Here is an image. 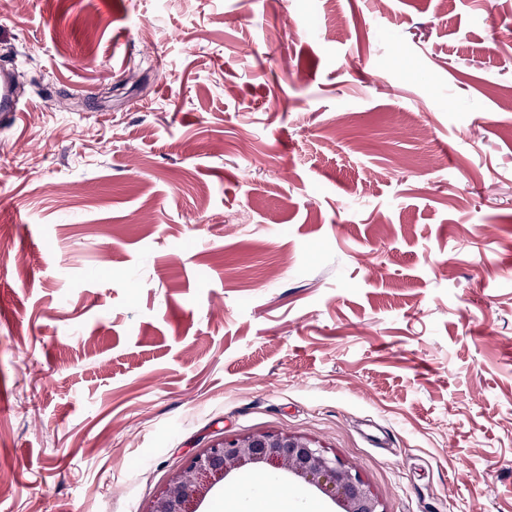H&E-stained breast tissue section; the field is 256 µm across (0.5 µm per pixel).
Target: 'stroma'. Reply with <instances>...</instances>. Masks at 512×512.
I'll return each mask as SVG.
<instances>
[{
    "instance_id": "stroma-1",
    "label": "stroma",
    "mask_w": 512,
    "mask_h": 512,
    "mask_svg": "<svg viewBox=\"0 0 512 512\" xmlns=\"http://www.w3.org/2000/svg\"><path fill=\"white\" fill-rule=\"evenodd\" d=\"M1 61L0 512L264 431L512 512V0H0ZM23 103L15 93L12 72L7 64L0 66V125H10L17 112H23Z\"/></svg>"
}]
</instances>
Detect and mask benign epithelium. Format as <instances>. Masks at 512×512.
<instances>
[{
    "label": "benign epithelium",
    "instance_id": "1",
    "mask_svg": "<svg viewBox=\"0 0 512 512\" xmlns=\"http://www.w3.org/2000/svg\"><path fill=\"white\" fill-rule=\"evenodd\" d=\"M246 469L292 476L297 487H314L333 500L339 512H382L369 485L352 468L307 438L274 432L214 442L170 477L148 512H198L219 482Z\"/></svg>",
    "mask_w": 512,
    "mask_h": 512
}]
</instances>
